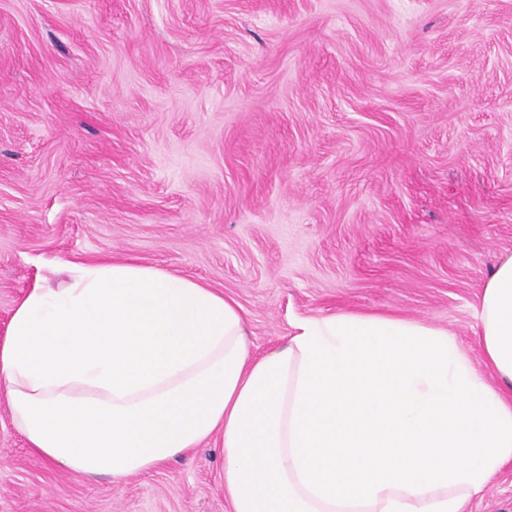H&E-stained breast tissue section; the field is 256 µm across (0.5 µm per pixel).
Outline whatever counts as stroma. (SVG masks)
<instances>
[{
    "label": "stroma",
    "instance_id": "obj_1",
    "mask_svg": "<svg viewBox=\"0 0 512 512\" xmlns=\"http://www.w3.org/2000/svg\"><path fill=\"white\" fill-rule=\"evenodd\" d=\"M512 254V0H0V339L62 261L241 307L448 329ZM0 512H229L224 439L128 477L41 457L0 397ZM467 512H512V463Z\"/></svg>",
    "mask_w": 512,
    "mask_h": 512
}]
</instances>
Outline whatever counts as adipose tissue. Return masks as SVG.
I'll use <instances>...</instances> for the list:
<instances>
[{"instance_id":"adipose-tissue-1","label":"adipose tissue","mask_w":512,"mask_h":512,"mask_svg":"<svg viewBox=\"0 0 512 512\" xmlns=\"http://www.w3.org/2000/svg\"><path fill=\"white\" fill-rule=\"evenodd\" d=\"M487 379L447 329L300 317L251 358L240 307L131 260L50 267L0 342L31 448L122 482L224 437L231 512H465L512 461V257L477 297Z\"/></svg>"}]
</instances>
